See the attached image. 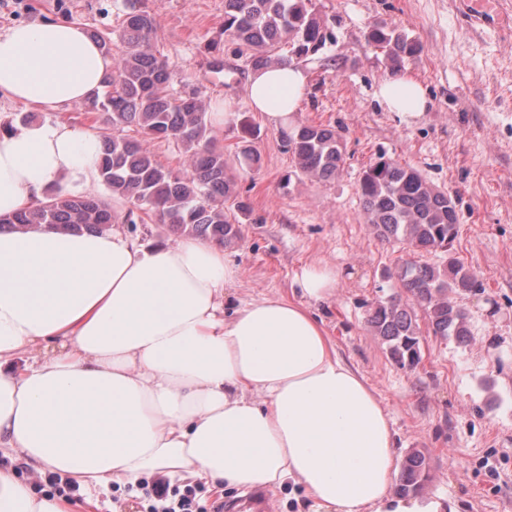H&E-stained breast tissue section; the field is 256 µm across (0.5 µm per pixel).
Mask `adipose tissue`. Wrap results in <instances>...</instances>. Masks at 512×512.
Returning a JSON list of instances; mask_svg holds the SVG:
<instances>
[{"label":"adipose tissue","mask_w":512,"mask_h":512,"mask_svg":"<svg viewBox=\"0 0 512 512\" xmlns=\"http://www.w3.org/2000/svg\"><path fill=\"white\" fill-rule=\"evenodd\" d=\"M112 68L70 21L0 33V92L44 112L85 101ZM307 75L252 71L247 97L292 131ZM400 124L425 112L410 76L383 82ZM95 128L45 121L0 134V216L38 205L54 184L76 193L95 172ZM239 275L223 248L193 236L146 248L120 226L0 233V452L82 487L147 475L227 489L292 483L314 512H446L399 497L388 411L336 351L312 304L340 273L309 265L299 300L270 295L226 310ZM41 362L18 364L23 352ZM0 512H71L0 467Z\"/></svg>","instance_id":"1"}]
</instances>
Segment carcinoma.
I'll return each mask as SVG.
<instances>
[{
	"instance_id": "carcinoma-1",
	"label": "carcinoma",
	"mask_w": 512,
	"mask_h": 512,
	"mask_svg": "<svg viewBox=\"0 0 512 512\" xmlns=\"http://www.w3.org/2000/svg\"><path fill=\"white\" fill-rule=\"evenodd\" d=\"M124 5L113 35L94 34L113 62L102 89L88 100L102 130L96 176L106 194L74 195L52 187L38 206L0 217V232L45 226L105 233L115 224H143L152 216L173 234L232 245L240 229L224 212V203L231 202L241 214L248 205L238 199L237 176L217 144L210 105L190 77L157 49V20L148 0H124ZM365 37L385 53L393 71L422 51L418 40L386 22L368 25ZM330 40L313 0H224V26L204 52L210 71L223 75L226 45L245 67L260 70L313 56ZM154 140L176 147L186 168L160 164L147 146ZM284 143L296 172L318 183L343 169V144L329 125L300 124L284 134ZM359 194L377 238L447 254L439 265L403 264L397 279L405 296L376 301L367 320L370 331L387 345L398 366L411 371L421 360L417 307L425 311L434 336L469 343L467 315L449 299L475 287L473 273L448 255L458 224L453 198L414 167L383 156L362 172ZM429 478L426 456L414 449L402 463L396 492L418 497Z\"/></svg>"
}]
</instances>
